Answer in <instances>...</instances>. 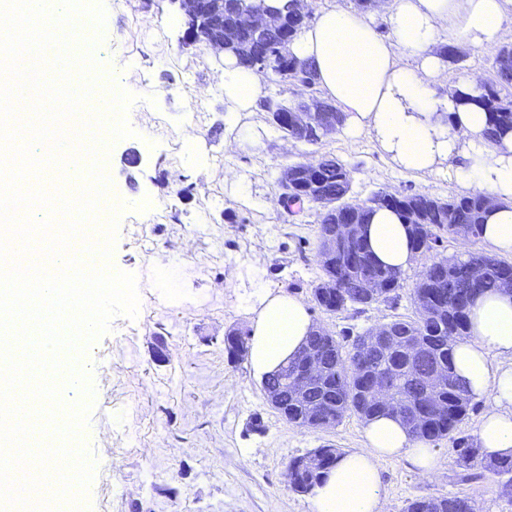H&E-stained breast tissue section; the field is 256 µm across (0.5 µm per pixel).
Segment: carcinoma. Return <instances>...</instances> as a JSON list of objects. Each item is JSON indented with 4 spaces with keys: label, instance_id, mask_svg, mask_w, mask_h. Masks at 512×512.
I'll return each mask as SVG.
<instances>
[{
    "label": "carcinoma",
    "instance_id": "cac0c4a2",
    "mask_svg": "<svg viewBox=\"0 0 512 512\" xmlns=\"http://www.w3.org/2000/svg\"><path fill=\"white\" fill-rule=\"evenodd\" d=\"M269 7L267 0H224V25L240 30L242 41L256 42L276 53L275 65L262 70L248 54L236 52L239 63L251 68L279 87L296 81L316 86L312 64L288 53V44L278 48V41L262 38L245 27L246 14ZM280 14L288 20V40H293L311 24L312 17L298 13L293 4ZM474 97L452 89L460 103L475 102L488 112V140L497 142L512 131V45L501 47L492 62V76L480 86ZM273 127L298 141L315 144L319 136L307 130L285 128L275 119ZM295 184L283 196L289 213L298 215L305 207L315 205L317 212L318 249L324 250L327 240L340 233L343 224H366L375 207L389 208L410 225L413 248L421 255L431 252L437 243L454 233V226L467 227L468 238L479 240L487 218L488 196L480 192L439 198L426 194H394L388 201L376 200L372 194L365 200L349 201L351 176L347 166L338 159L324 156L310 172L305 163L288 165ZM481 269L476 279L468 268ZM324 277L336 280L334 295H326L320 287L312 289L315 305L329 313L352 310L362 313L378 302L395 303L403 288V271L380 264L366 240L354 238L336 246L329 261L322 264ZM375 279L387 285L374 297L365 283ZM512 290V262L482 252H471L464 259H431L418 274L411 298L417 307L414 319L395 318L390 321L393 336H407L423 347L414 359L407 357L390 341L365 351L361 344L374 333L370 329L353 337L350 349L344 350L347 336L328 332L312 333L299 355L262 383L266 396H277L272 405L291 424L311 429L329 428L339 423L346 413L368 421L392 414L402 419L416 438L430 443L451 442L458 465L469 479L492 478L505 486L512 485V454L487 456L476 439L457 435L458 425L471 409L473 398L457 376L452 351L457 342L468 336L469 307L480 293ZM228 358L242 362L248 352V338L236 330L226 333ZM322 367V375L307 379L296 394L289 386L304 372L308 358ZM447 373V381L439 386L428 383L435 371ZM391 381L390 404L375 401L371 388L375 379ZM339 451L324 445L288 462L289 487L298 493H310L326 476ZM402 512H474L470 498L450 495H422L406 501Z\"/></svg>",
    "mask_w": 512,
    "mask_h": 512
}]
</instances>
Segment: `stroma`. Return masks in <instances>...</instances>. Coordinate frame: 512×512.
I'll return each mask as SVG.
<instances>
[{
  "label": "stroma",
  "instance_id": "1",
  "mask_svg": "<svg viewBox=\"0 0 512 512\" xmlns=\"http://www.w3.org/2000/svg\"><path fill=\"white\" fill-rule=\"evenodd\" d=\"M103 4L95 68L123 78L135 97L126 113L132 136L102 153L111 193L129 200L108 264L135 275L140 307L136 318H113L81 360L94 387L80 438L95 461L90 512H308V495L285 480L289 460L327 444L362 447L365 423L349 413L328 430L289 424L248 364L228 359L224 333L250 331L255 274L271 291L306 301L311 320L337 335L414 318L424 259L406 269L398 304L321 311L310 302L322 274L316 214L293 217L281 206L280 172L331 155L349 167L360 200L462 189L445 173L402 168L367 132L285 143L260 111L241 115L260 132L258 144L226 150L223 57L186 43L172 0ZM233 174L249 182L251 199L236 193ZM435 448L438 467L427 479L407 460H382L387 512L428 493L467 496L478 512H512V493L487 478L464 480L450 442Z\"/></svg>",
  "mask_w": 512,
  "mask_h": 512
}]
</instances>
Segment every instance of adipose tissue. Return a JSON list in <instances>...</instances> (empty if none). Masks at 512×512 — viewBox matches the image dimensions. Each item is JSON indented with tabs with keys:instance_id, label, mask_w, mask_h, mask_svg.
Instances as JSON below:
<instances>
[{
	"instance_id": "adipose-tissue-1",
	"label": "adipose tissue",
	"mask_w": 512,
	"mask_h": 512,
	"mask_svg": "<svg viewBox=\"0 0 512 512\" xmlns=\"http://www.w3.org/2000/svg\"><path fill=\"white\" fill-rule=\"evenodd\" d=\"M512 0H394L391 37L371 20L345 8L318 10L316 19L289 44L312 61L317 82L344 115L341 133L370 131L402 167L417 173L446 169L449 176L500 206L483 228V242L512 252V132L486 141L488 114L478 104H456L443 93L444 64L436 49L445 39L478 49L499 45ZM263 94L261 76L224 57V122L228 148L254 142L256 130L240 123ZM364 234L384 265L407 269L415 258L409 231L389 209L374 211ZM248 364L265 380L294 359L314 330L305 304L255 282ZM471 333L453 351V365L473 398L492 396L477 432L489 454H512V294L486 293L470 305ZM500 363H493V356ZM363 447L341 453L310 498L309 512H385L380 462L409 461L421 476L436 466L432 446L412 437L399 420L381 417L365 425Z\"/></svg>"
}]
</instances>
